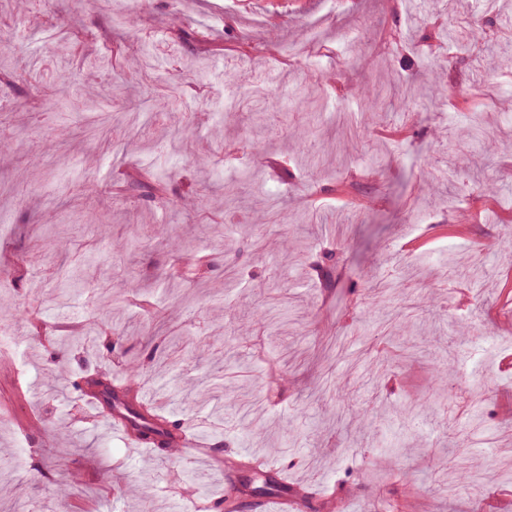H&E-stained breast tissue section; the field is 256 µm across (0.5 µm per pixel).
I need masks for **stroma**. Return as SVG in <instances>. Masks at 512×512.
I'll list each match as a JSON object with an SVG mask.
<instances>
[{
	"instance_id": "35a3bbf8",
	"label": "stroma",
	"mask_w": 512,
	"mask_h": 512,
	"mask_svg": "<svg viewBox=\"0 0 512 512\" xmlns=\"http://www.w3.org/2000/svg\"><path fill=\"white\" fill-rule=\"evenodd\" d=\"M507 15L512 0L487 14L473 0H35L22 14L0 0L14 57L0 72V262L27 267L0 286V326L15 332L0 462L31 467L0 480V512H180L178 480L223 497L212 459L157 460L74 389L96 369L123 376L118 348L142 368L139 397L217 455L269 452L323 512H380L410 484V512H512ZM450 25L470 53H449ZM262 67L279 82L251 94L243 79ZM170 95L180 108L144 123ZM132 167L168 175L167 203L144 185L85 192ZM340 181L370 207L347 209ZM227 184L241 189L230 210ZM485 190L466 236L405 248ZM180 226L206 257L196 282L164 276L176 255L161 238ZM329 243L325 276L311 258ZM86 258L81 285L59 290L58 271ZM68 323L100 343L69 352V383L50 393ZM203 383L217 386L206 403ZM109 469L122 481L106 496Z\"/></svg>"
}]
</instances>
